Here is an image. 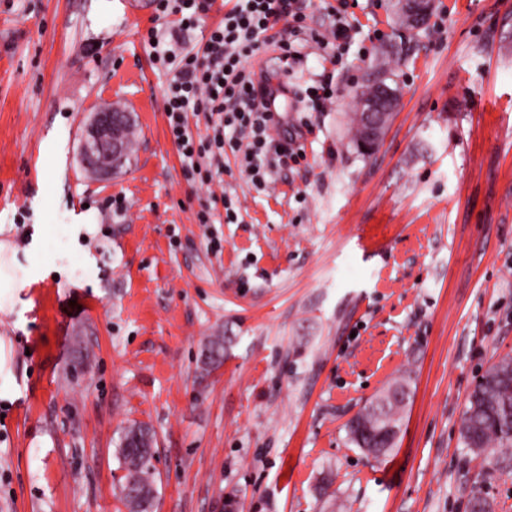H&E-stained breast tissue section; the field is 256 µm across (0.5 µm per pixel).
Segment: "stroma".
I'll return each instance as SVG.
<instances>
[{"label": "stroma", "instance_id": "35a3bbf8", "mask_svg": "<svg viewBox=\"0 0 512 512\" xmlns=\"http://www.w3.org/2000/svg\"><path fill=\"white\" fill-rule=\"evenodd\" d=\"M394 3L359 0L323 112L298 98L328 66L305 46L282 106L306 158L261 190L235 163L211 189L186 175L153 0H0V232L37 270L0 319V512H128L135 423L156 512H468L477 492L512 512V451L459 434L478 376L512 356V0H434L417 31ZM383 51L400 106L365 156L353 117ZM103 106L132 112L136 150L97 178L81 141ZM221 192L237 222L198 223ZM402 374L397 446L372 458L346 424ZM154 444V434L142 424L128 426L120 439L117 453L126 471L122 494L130 512H152L155 506V490L149 479Z\"/></svg>", "mask_w": 512, "mask_h": 512}]
</instances>
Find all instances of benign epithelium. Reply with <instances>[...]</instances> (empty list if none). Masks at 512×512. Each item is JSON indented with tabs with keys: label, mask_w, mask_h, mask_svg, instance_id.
Returning <instances> with one entry per match:
<instances>
[{
	"label": "benign epithelium",
	"mask_w": 512,
	"mask_h": 512,
	"mask_svg": "<svg viewBox=\"0 0 512 512\" xmlns=\"http://www.w3.org/2000/svg\"><path fill=\"white\" fill-rule=\"evenodd\" d=\"M433 0H400L399 7L422 19L430 14ZM400 101L397 89L387 83L380 84L375 97L359 101L358 111L363 113L365 138L369 147L376 148L380 142V127L383 114ZM131 123L127 112H97L86 125L82 142V156L86 167L93 173H106L124 162L125 129ZM109 150V161L113 165H104L97 161L96 153Z\"/></svg>",
	"instance_id": "obj_1"
}]
</instances>
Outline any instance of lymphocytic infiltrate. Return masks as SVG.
<instances>
[{"label":"lymphocytic infiltrate","instance_id":"1","mask_svg":"<svg viewBox=\"0 0 512 512\" xmlns=\"http://www.w3.org/2000/svg\"><path fill=\"white\" fill-rule=\"evenodd\" d=\"M334 22L322 33L307 25L302 0H237L221 21L204 36L194 51L177 55L185 34L208 16L215 0H155L159 17L172 18L161 43L149 33L155 59L170 68L172 78L164 98L169 132L184 169L201 182L222 181L226 153L243 156V166L255 187H264L272 170L298 162L305 156L297 135L272 138L277 120L267 112L270 84L261 82L248 60L261 48H274L286 67L301 58L305 42L328 48L348 42L350 0H339ZM204 115L205 132L190 129V116Z\"/></svg>","mask_w":512,"mask_h":512}]
</instances>
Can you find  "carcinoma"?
Wrapping results in <instances>:
<instances>
[{
	"mask_svg": "<svg viewBox=\"0 0 512 512\" xmlns=\"http://www.w3.org/2000/svg\"><path fill=\"white\" fill-rule=\"evenodd\" d=\"M484 378L481 391L468 396L460 439L472 453L489 457L494 448H512V357H502ZM409 387L411 377L399 376L366 402L347 424L351 444L373 457L390 453L396 442L389 430L400 427V413L412 394ZM154 444V434L142 424L128 426L120 439L117 453L126 471L122 494L129 512H152L155 506L149 479Z\"/></svg>",
	"mask_w": 512,
	"mask_h": 512,
	"instance_id": "cac0c4a2",
	"label": "carcinoma"
}]
</instances>
